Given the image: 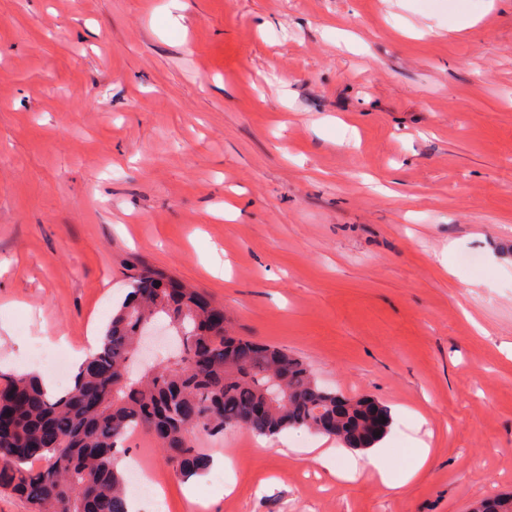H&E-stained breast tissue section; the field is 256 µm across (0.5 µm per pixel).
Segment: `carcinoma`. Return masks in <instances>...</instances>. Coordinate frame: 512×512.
Segmentation results:
<instances>
[{"label":"carcinoma","mask_w":512,"mask_h":512,"mask_svg":"<svg viewBox=\"0 0 512 512\" xmlns=\"http://www.w3.org/2000/svg\"><path fill=\"white\" fill-rule=\"evenodd\" d=\"M384 417L378 401L321 385L287 351L232 335L205 295L144 266L66 391L48 394L33 374H0V488L31 512H128L118 462L136 430L189 477L209 463L199 434L305 428L369 448L386 433ZM480 506L512 512V493Z\"/></svg>","instance_id":"carcinoma-1"}]
</instances>
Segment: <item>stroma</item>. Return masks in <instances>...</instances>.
<instances>
[{"mask_svg": "<svg viewBox=\"0 0 512 512\" xmlns=\"http://www.w3.org/2000/svg\"><path fill=\"white\" fill-rule=\"evenodd\" d=\"M478 16L460 33L459 12ZM148 265L392 418L396 490L200 439L165 512H470L512 492V6L496 0H0V370L101 335Z\"/></svg>", "mask_w": 512, "mask_h": 512, "instance_id": "35a3bbf8", "label": "stroma"}]
</instances>
